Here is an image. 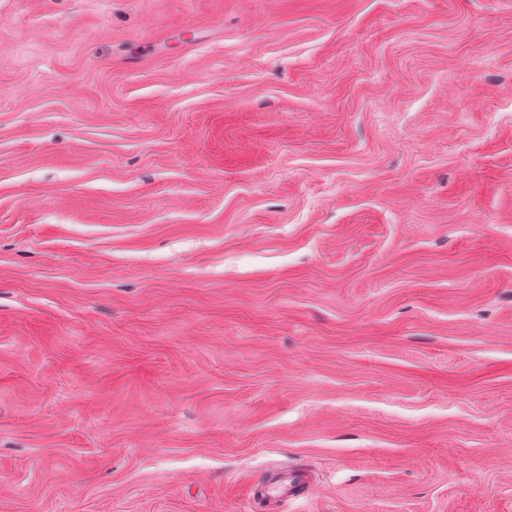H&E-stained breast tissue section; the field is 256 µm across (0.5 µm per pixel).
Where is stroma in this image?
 Segmentation results:
<instances>
[{
	"mask_svg": "<svg viewBox=\"0 0 512 512\" xmlns=\"http://www.w3.org/2000/svg\"><path fill=\"white\" fill-rule=\"evenodd\" d=\"M512 512V0H0V512ZM313 490V481L306 470L290 468L271 479L253 483L248 498L253 504L265 508L280 507L288 502L310 498Z\"/></svg>",
	"mask_w": 512,
	"mask_h": 512,
	"instance_id": "obj_1",
	"label": "stroma"
}]
</instances>
